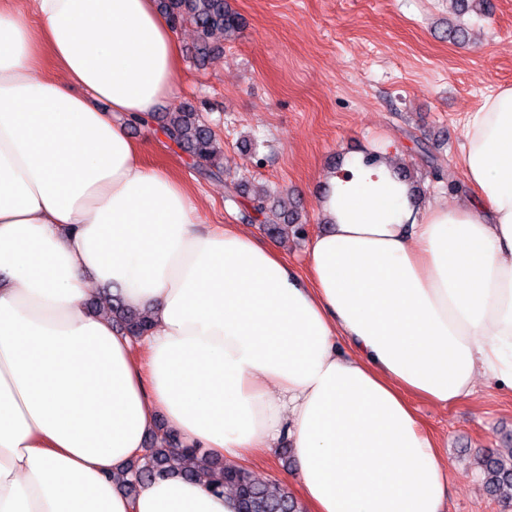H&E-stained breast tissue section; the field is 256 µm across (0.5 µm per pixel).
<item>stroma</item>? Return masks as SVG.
I'll list each match as a JSON object with an SVG mask.
<instances>
[{
    "label": "stroma",
    "instance_id": "obj_1",
    "mask_svg": "<svg viewBox=\"0 0 512 512\" xmlns=\"http://www.w3.org/2000/svg\"><path fill=\"white\" fill-rule=\"evenodd\" d=\"M242 26L205 66L191 58L196 35L176 28L181 63L165 112L191 105L224 147L226 178L277 188L298 213L303 237L272 245L302 267L311 235L321 231L317 195L325 174L348 154L390 141L425 201L470 196L459 164L469 112L499 86L512 85V0H493L490 15H464L470 40L448 39L449 0H228ZM147 164L167 167L191 189L206 223L236 224L262 237L225 198L223 180L199 175L157 122L133 123ZM440 168L428 175V160ZM446 455V512H502L483 490L478 453L512 446V393L478 382L465 401L442 406L412 398ZM253 475L298 492L296 467L282 445L250 461Z\"/></svg>",
    "mask_w": 512,
    "mask_h": 512
}]
</instances>
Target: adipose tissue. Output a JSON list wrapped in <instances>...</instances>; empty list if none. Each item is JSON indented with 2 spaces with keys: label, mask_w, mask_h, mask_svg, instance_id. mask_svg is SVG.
<instances>
[{
  "label": "adipose tissue",
  "mask_w": 512,
  "mask_h": 512,
  "mask_svg": "<svg viewBox=\"0 0 512 512\" xmlns=\"http://www.w3.org/2000/svg\"><path fill=\"white\" fill-rule=\"evenodd\" d=\"M28 2L0 0V512H236L199 480L119 491L161 419L232 462L288 438L309 512H444L408 398L512 389V86L467 118L472 197L419 210L389 144L350 154L302 272L128 134L176 93L156 0ZM95 282L151 332L88 312Z\"/></svg>",
  "instance_id": "1"
}]
</instances>
